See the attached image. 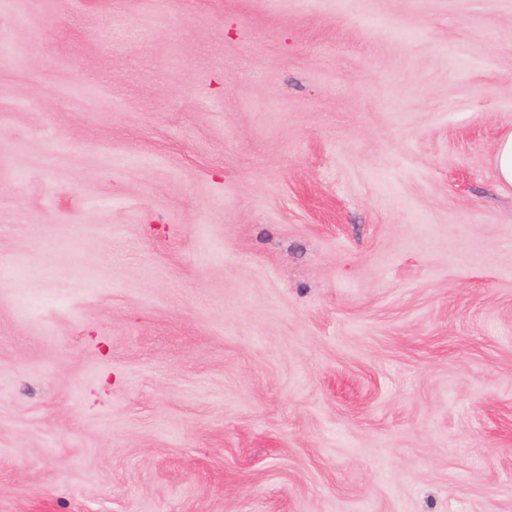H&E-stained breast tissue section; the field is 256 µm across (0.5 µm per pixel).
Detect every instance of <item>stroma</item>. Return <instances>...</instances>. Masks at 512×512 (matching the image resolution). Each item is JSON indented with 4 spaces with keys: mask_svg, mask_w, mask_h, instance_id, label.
I'll return each instance as SVG.
<instances>
[{
    "mask_svg": "<svg viewBox=\"0 0 512 512\" xmlns=\"http://www.w3.org/2000/svg\"><path fill=\"white\" fill-rule=\"evenodd\" d=\"M512 0H0V512H512ZM493 163L496 178L502 188L512 187V132L504 134L496 143Z\"/></svg>",
    "mask_w": 512,
    "mask_h": 512,
    "instance_id": "obj_1",
    "label": "stroma"
}]
</instances>
